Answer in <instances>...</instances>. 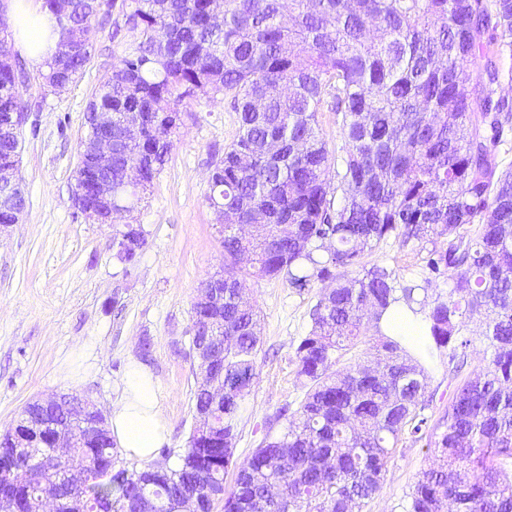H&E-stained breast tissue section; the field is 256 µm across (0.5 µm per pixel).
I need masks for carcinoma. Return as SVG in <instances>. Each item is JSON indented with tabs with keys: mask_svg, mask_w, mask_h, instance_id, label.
Returning a JSON list of instances; mask_svg holds the SVG:
<instances>
[{
	"mask_svg": "<svg viewBox=\"0 0 512 512\" xmlns=\"http://www.w3.org/2000/svg\"><path fill=\"white\" fill-rule=\"evenodd\" d=\"M126 15L134 39L123 80L107 78L88 105L122 121L157 117L176 128L177 105L221 94L239 114L224 155L215 161L208 197L217 219L231 212L250 227L224 228V295L192 302L191 341L202 381L194 426L170 467L128 466L110 435L65 449L64 467L94 459L102 472L79 487L40 463L55 431L37 448L0 439V458L15 464L17 495L0 512H42L46 484L83 512H176L192 498L197 512H361L379 491L401 437L428 438V465L405 512H512V168L496 149L512 129V95L502 90L500 59L512 57V0H224V24L209 25L210 0H137ZM51 34L90 24L91 0H78ZM210 52L197 54L200 43ZM78 53L64 68L44 60L53 92L85 68ZM480 80L473 82V68ZM18 67H0V122L28 111ZM341 119L340 169L318 114ZM170 142L151 137L112 155V223L134 211L168 160ZM141 165V184L124 170ZM338 184H332V177ZM389 238L405 248L430 241L425 268L448 277H403L365 257ZM142 230L114 238L134 268ZM250 279L320 289L311 327L295 348L305 389L286 426H267L258 448L234 456L244 400L257 378L261 347ZM405 313L415 336L395 331ZM483 362L453 389L443 430H429L428 387L438 367L456 375L468 349ZM346 363H341L342 359ZM77 396L55 407L69 424ZM234 485H225L229 469Z\"/></svg>",
	"mask_w": 512,
	"mask_h": 512,
	"instance_id": "obj_1",
	"label": "carcinoma"
}]
</instances>
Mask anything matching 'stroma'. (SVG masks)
<instances>
[{"mask_svg":"<svg viewBox=\"0 0 512 512\" xmlns=\"http://www.w3.org/2000/svg\"><path fill=\"white\" fill-rule=\"evenodd\" d=\"M134 8V0H115L109 21L93 20L91 57L61 93L43 86L40 62L15 55L30 75L24 92L30 109L18 170L25 207L17 224L0 231V431L27 403L56 392L87 397L110 414L136 364L157 383L167 446L178 452L194 422L191 303L199 283L224 265L207 200L211 163L234 138L238 114L220 95L181 103L188 116L169 160L131 214L146 246L135 270L126 271L113 245L118 225L78 215L71 185L88 104L133 40L124 16ZM429 248L426 242L403 248L390 239L366 261L406 276L420 272ZM250 295L263 344L236 445L241 460L257 448L267 419L303 396L294 350L316 300L315 291L283 281L251 282ZM426 465L424 442L400 441L362 512H403Z\"/></svg>","mask_w":512,"mask_h":512,"instance_id":"1","label":"stroma"}]
</instances>
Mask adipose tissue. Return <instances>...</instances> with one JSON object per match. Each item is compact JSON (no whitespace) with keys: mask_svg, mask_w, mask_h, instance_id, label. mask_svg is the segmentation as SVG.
<instances>
[{"mask_svg":"<svg viewBox=\"0 0 512 512\" xmlns=\"http://www.w3.org/2000/svg\"><path fill=\"white\" fill-rule=\"evenodd\" d=\"M15 39L32 59L42 60L56 50L57 39L49 33L54 21L40 11L34 0H10ZM113 440L129 457L151 462L167 440V422L152 375L133 367L122 401L113 406L109 418Z\"/></svg>","mask_w":512,"mask_h":512,"instance_id":"adipose-tissue-1","label":"adipose tissue"}]
</instances>
